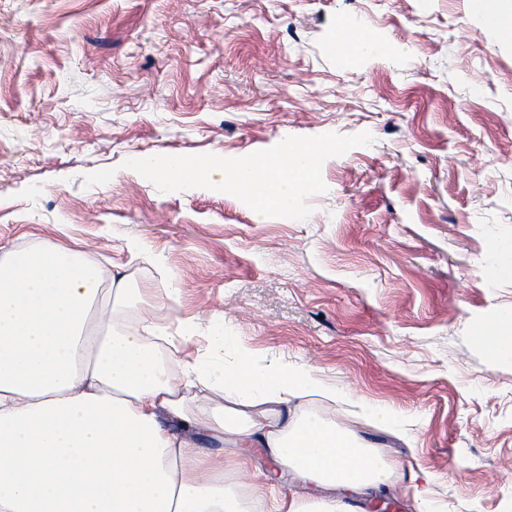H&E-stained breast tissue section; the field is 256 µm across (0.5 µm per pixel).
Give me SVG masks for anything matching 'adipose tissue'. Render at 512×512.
I'll return each mask as SVG.
<instances>
[{
  "instance_id": "obj_1",
  "label": "adipose tissue",
  "mask_w": 512,
  "mask_h": 512,
  "mask_svg": "<svg viewBox=\"0 0 512 512\" xmlns=\"http://www.w3.org/2000/svg\"><path fill=\"white\" fill-rule=\"evenodd\" d=\"M109 292L129 299L125 279L64 247L31 245L0 259V512H357L351 495L398 480L394 467L356 431L293 402L344 398L302 365L263 364L223 321L189 352L196 327L180 325L169 363L158 356L163 326L88 327ZM479 341L512 363V307ZM201 386L210 398L187 399ZM206 433L239 454L201 452ZM244 448L263 449L276 469L326 489L275 495L273 477L230 483L249 469Z\"/></svg>"
}]
</instances>
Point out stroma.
Here are the masks:
<instances>
[{
    "label": "stroma",
    "mask_w": 512,
    "mask_h": 512,
    "mask_svg": "<svg viewBox=\"0 0 512 512\" xmlns=\"http://www.w3.org/2000/svg\"><path fill=\"white\" fill-rule=\"evenodd\" d=\"M362 131L305 220L123 166ZM509 238L512 40L473 0H0V249L111 261L170 335L223 314L257 358L400 412L405 440L354 425L402 475L361 512H420L423 470L444 512H512V365L477 339L512 306L487 275Z\"/></svg>",
    "instance_id": "stroma-1"
}]
</instances>
